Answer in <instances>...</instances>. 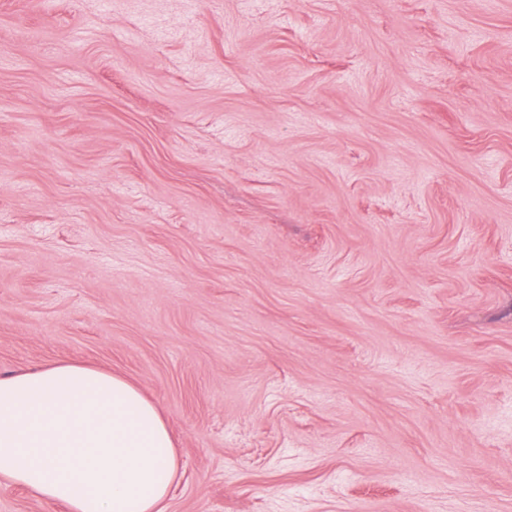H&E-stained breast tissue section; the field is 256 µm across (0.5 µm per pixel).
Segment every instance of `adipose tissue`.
I'll use <instances>...</instances> for the list:
<instances>
[{"instance_id":"ef3b65f1","label":"adipose tissue","mask_w":512,"mask_h":512,"mask_svg":"<svg viewBox=\"0 0 512 512\" xmlns=\"http://www.w3.org/2000/svg\"><path fill=\"white\" fill-rule=\"evenodd\" d=\"M179 465L156 406L76 361L0 377V478L68 512H163Z\"/></svg>"}]
</instances>
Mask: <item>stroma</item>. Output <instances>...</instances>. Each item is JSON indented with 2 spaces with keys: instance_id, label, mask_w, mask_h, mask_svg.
I'll return each mask as SVG.
<instances>
[{
  "instance_id": "obj_1",
  "label": "stroma",
  "mask_w": 512,
  "mask_h": 512,
  "mask_svg": "<svg viewBox=\"0 0 512 512\" xmlns=\"http://www.w3.org/2000/svg\"><path fill=\"white\" fill-rule=\"evenodd\" d=\"M64 360L166 512H512V0H0V377Z\"/></svg>"
}]
</instances>
